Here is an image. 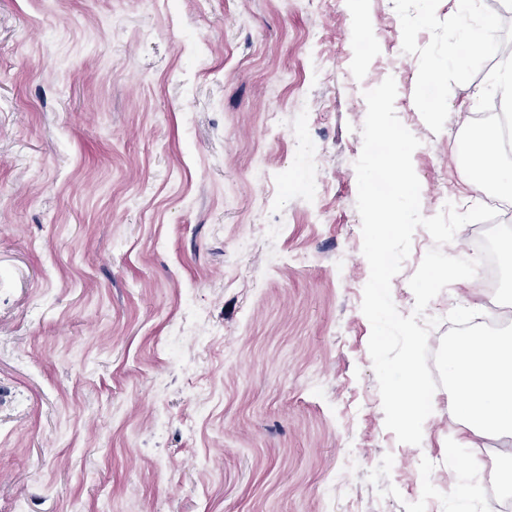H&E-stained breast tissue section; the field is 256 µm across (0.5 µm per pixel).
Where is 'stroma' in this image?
I'll use <instances>...</instances> for the list:
<instances>
[{"instance_id":"35a3bbf8","label":"stroma","mask_w":512,"mask_h":512,"mask_svg":"<svg viewBox=\"0 0 512 512\" xmlns=\"http://www.w3.org/2000/svg\"><path fill=\"white\" fill-rule=\"evenodd\" d=\"M511 56L512 0H0V512H453L448 392L421 445L385 426L354 164L394 78L422 215L467 211ZM489 299L440 292L430 349ZM462 47H466L469 53H464ZM487 43L483 35L476 31L470 23L469 17L461 16L455 29L448 34V51L446 62L448 70L457 69L461 63L472 56H477L486 51Z\"/></svg>"}]
</instances>
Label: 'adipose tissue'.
I'll return each mask as SVG.
<instances>
[{
	"instance_id": "adipose-tissue-1",
	"label": "adipose tissue",
	"mask_w": 512,
	"mask_h": 512,
	"mask_svg": "<svg viewBox=\"0 0 512 512\" xmlns=\"http://www.w3.org/2000/svg\"><path fill=\"white\" fill-rule=\"evenodd\" d=\"M487 43L468 17H460L448 35L446 62L457 69L469 56L485 52ZM494 90L509 105L501 122L512 123V62L495 76ZM486 125L469 141L468 184L480 191L498 187L512 196V165L502 163L500 124ZM448 380L458 402L457 416L466 433L484 440L512 437V333L485 331L456 337L448 351Z\"/></svg>"
}]
</instances>
